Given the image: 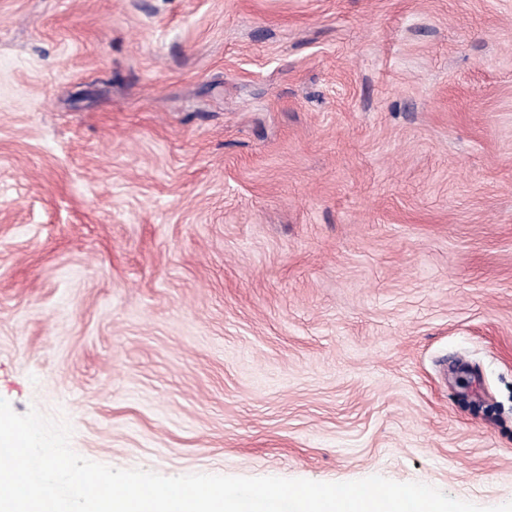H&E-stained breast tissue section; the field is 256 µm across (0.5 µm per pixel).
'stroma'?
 <instances>
[{
  "label": "stroma",
  "mask_w": 512,
  "mask_h": 512,
  "mask_svg": "<svg viewBox=\"0 0 512 512\" xmlns=\"http://www.w3.org/2000/svg\"><path fill=\"white\" fill-rule=\"evenodd\" d=\"M0 398L512 502V0H0Z\"/></svg>",
  "instance_id": "1"
}]
</instances>
